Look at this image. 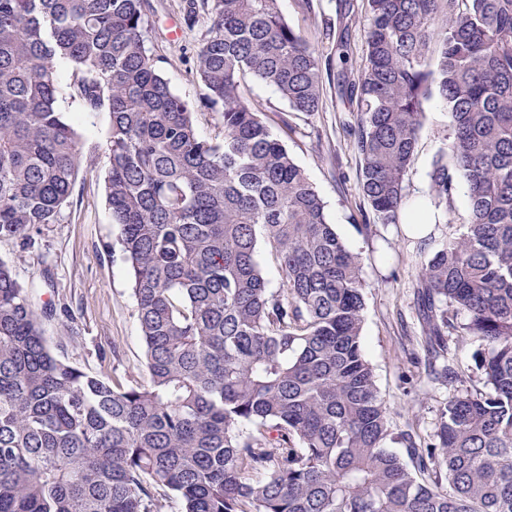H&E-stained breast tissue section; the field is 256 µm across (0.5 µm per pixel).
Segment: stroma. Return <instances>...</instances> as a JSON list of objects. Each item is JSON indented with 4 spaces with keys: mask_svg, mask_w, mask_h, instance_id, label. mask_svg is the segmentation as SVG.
<instances>
[{
    "mask_svg": "<svg viewBox=\"0 0 512 512\" xmlns=\"http://www.w3.org/2000/svg\"><path fill=\"white\" fill-rule=\"evenodd\" d=\"M147 46L156 67L178 96L198 102L197 127L211 138L221 129L216 110L202 105L205 88L196 75L195 51L207 34L209 20L187 29L183 13L188 0H151ZM363 0H315L307 11L302 0H281L288 22L316 43L331 74L323 84L318 112L291 111L272 87L249 82L246 103L262 112L272 132L282 137L289 153L305 169L326 204L328 220L342 241L363 261L366 282L364 354L396 430L432 434L449 398L462 392L485 391L476 367L478 342H451L450 362L458 376L443 382L414 368L421 353L422 329L417 310V284L422 261L468 222V188L458 182L450 212H435L425 235L404 230L408 210L429 201V178L435 156L452 138L448 106L432 94L424 103L414 160L404 181L406 209L398 223L375 224L362 231L367 204L360 188V165L353 130L358 115L340 98L335 72H355L365 60ZM344 32L346 44L320 36L323 22ZM83 143V162L69 203L59 223L33 231V248L18 240L0 239V259L10 263L17 279L29 288L36 305H53L44 322L53 354L111 383L132 386L146 377L136 303L126 266L116 243L117 230L106 204L105 143L110 118L66 104Z\"/></svg>",
    "mask_w": 512,
    "mask_h": 512,
    "instance_id": "obj_1",
    "label": "stroma"
}]
</instances>
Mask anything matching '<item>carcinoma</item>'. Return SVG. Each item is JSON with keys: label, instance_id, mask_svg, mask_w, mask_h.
I'll return each instance as SVG.
<instances>
[{"label": "carcinoma", "instance_id": "carcinoma-1", "mask_svg": "<svg viewBox=\"0 0 512 512\" xmlns=\"http://www.w3.org/2000/svg\"><path fill=\"white\" fill-rule=\"evenodd\" d=\"M366 59L337 79L356 105L365 223L396 224L423 103L452 139L429 172L469 221L422 265L423 347L449 365L454 314L481 342L488 392L448 400L429 441L393 438L363 351L362 258L246 79L319 111L322 54L280 0H189L219 138L146 47L147 0H0V239L60 220L82 164L60 101L109 112L106 198L128 264L145 381L112 386L57 358L0 261V512H512V0H366ZM73 69L67 87L58 67ZM265 246L281 274L268 287Z\"/></svg>", "mask_w": 512, "mask_h": 512}]
</instances>
